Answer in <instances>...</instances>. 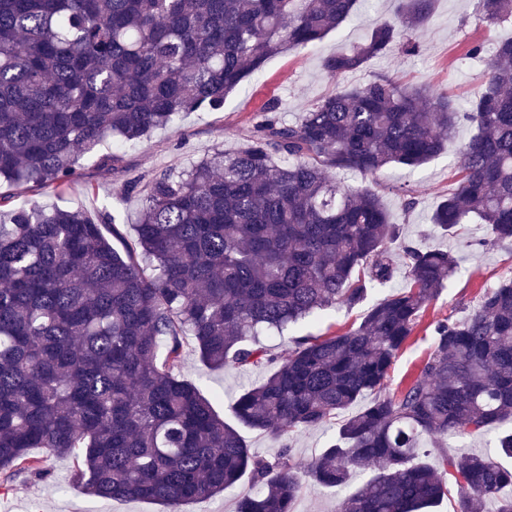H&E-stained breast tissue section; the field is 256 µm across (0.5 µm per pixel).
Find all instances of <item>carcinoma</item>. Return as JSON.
<instances>
[{
  "label": "carcinoma",
  "instance_id": "1",
  "mask_svg": "<svg viewBox=\"0 0 512 512\" xmlns=\"http://www.w3.org/2000/svg\"><path fill=\"white\" fill-rule=\"evenodd\" d=\"M483 20L512 0H482ZM356 0H0V180L60 194L102 143H137L187 112L219 110L271 57L339 29ZM433 0L325 57L336 79L392 47L412 54ZM233 152L155 174L135 238L116 217L0 194V483L45 479L31 450L76 461L87 494L204 502L245 475L260 488L236 512H292L302 478L323 487L369 474L338 512H426L460 488V512L486 498L512 512V471L480 455L448 459L442 440L512 422V278L461 320L434 324L432 352L397 396L389 371L458 265L406 243L377 177L442 152L461 123V178L434 209L443 235L474 221L484 245L512 242V40L495 47L465 107L432 87L375 77L327 95L287 123L277 104ZM404 258L409 290L361 323L301 336L281 353L261 337L362 303ZM209 368L261 370L230 407L236 425L181 378L184 338ZM368 392L300 476L283 445L255 457L239 427L279 436L326 425ZM438 450L436 462L427 458Z\"/></svg>",
  "mask_w": 512,
  "mask_h": 512
}]
</instances>
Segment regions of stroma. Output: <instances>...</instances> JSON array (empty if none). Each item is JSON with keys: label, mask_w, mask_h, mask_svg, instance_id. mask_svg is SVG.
Listing matches in <instances>:
<instances>
[{"label": "stroma", "mask_w": 512, "mask_h": 512, "mask_svg": "<svg viewBox=\"0 0 512 512\" xmlns=\"http://www.w3.org/2000/svg\"><path fill=\"white\" fill-rule=\"evenodd\" d=\"M399 3L400 0H358L352 16L339 30L305 49L271 58L261 72L228 96L223 109L191 112L175 126L155 130L145 140L122 148L115 166L102 165L94 156L83 157L78 183L62 199L47 193L44 201L58 200L64 206L80 205L90 211L109 207L118 216L123 236L129 238L133 235L132 225L141 199L127 193V180L136 178L145 183L159 171L188 165L214 149L236 150L260 121L259 109L266 101H275L279 117L293 122L313 103L339 87L381 75L407 85H430L458 104H466L485 74L484 62L471 57L469 48L477 43L490 48L497 41L512 38V18L495 27H485L479 0H435L417 53L389 52L371 59L361 71L337 81L324 73L321 67L324 57L360 41L376 22L395 19ZM469 135V128H459L456 137L446 142L444 151L421 167L414 170L391 167L376 179L383 186L384 204L398 218L406 241L450 250L460 266L458 276L446 283L425 308L412 336L397 356L386 388L390 395L419 374L432 348V326L436 321L466 317L475 309L486 287L498 279L512 277V245L478 247V240L488 235L484 225H462L459 236L452 238L434 232L429 223L438 202L456 185L459 150ZM335 178L363 187L376 181L341 170L336 171ZM407 198L413 199L414 204L406 210L402 203ZM407 284L404 276H397L387 286L370 290L361 304L309 317L284 335L270 337L266 345L279 352L292 346L300 336L343 333L358 325L372 306ZM181 376L205 395H217L216 409L224 417L228 416L230 400L241 386L259 378L258 373L234 368L210 370L190 346L185 349ZM337 429L333 423L284 438L249 429L243 435L255 455L270 457L287 445L294 462L304 464L321 453ZM32 454L46 459L51 477L0 489V512H162L160 505L147 500H110L85 495L72 481V458H49L39 448L33 449Z\"/></svg>", "instance_id": "stroma-1"}]
</instances>
